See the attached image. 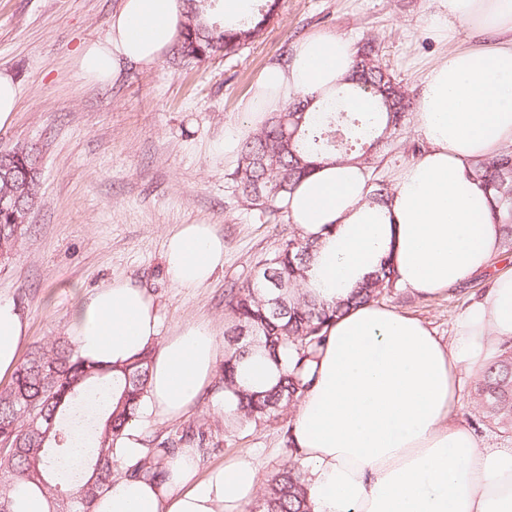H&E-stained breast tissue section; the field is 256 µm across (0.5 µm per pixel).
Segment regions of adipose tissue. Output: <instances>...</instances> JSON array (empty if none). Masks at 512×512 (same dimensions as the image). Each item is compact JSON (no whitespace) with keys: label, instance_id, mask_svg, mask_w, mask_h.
I'll return each mask as SVG.
<instances>
[{"label":"adipose tissue","instance_id":"ef3b65f1","mask_svg":"<svg viewBox=\"0 0 512 512\" xmlns=\"http://www.w3.org/2000/svg\"><path fill=\"white\" fill-rule=\"evenodd\" d=\"M426 23L457 45L426 69L414 122L426 147L395 173L385 204L370 203L359 166L326 161L284 200L292 224L319 248L308 282L322 298L350 293L383 259L401 287L432 297L484 273L501 257L502 227L470 170L512 146V0H432ZM186 0H120L103 39L75 59L91 83L123 65L149 68L177 42ZM477 42L458 41L460 29ZM355 47L316 32L289 64L259 76L246 110L219 149L232 153L296 95L322 93L349 76ZM224 266V239L210 224L167 237L165 269L177 288L203 287ZM29 338L27 317L0 301V379L11 377ZM75 353L122 366L152 350L147 411L177 419L193 409L221 358L211 325L190 321L161 335L144 288L115 281L95 291L69 327ZM512 339V270L457 317L449 338L421 318L375 302L350 309L327 332L291 420L311 512H512V448H493L457 424L465 371H482ZM257 465L233 461L200 473L196 449L170 460L163 482L122 477L93 512H244L258 499Z\"/></svg>","mask_w":512,"mask_h":512}]
</instances>
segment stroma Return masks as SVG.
Returning a JSON list of instances; mask_svg holds the SVG:
<instances>
[{"mask_svg":"<svg viewBox=\"0 0 512 512\" xmlns=\"http://www.w3.org/2000/svg\"><path fill=\"white\" fill-rule=\"evenodd\" d=\"M119 0H0V71L22 95L13 123L0 129V150L19 143L39 150L42 178L24 234L0 264V301L29 322L28 347L65 337L89 296L115 279L145 288L170 336L189 321L228 324L224 290L249 282L257 262L288 235L287 214L266 220L243 205L228 179L237 157L214 152L225 129L244 124L245 101L283 44L314 32L375 39L378 60L418 99L420 75L450 50L425 27L432 0H279L274 20L237 55L179 67L164 57L130 65L109 85L83 80L75 56L103 38ZM181 224H210L224 239V267L205 287L174 288L163 262L165 239ZM489 287L470 280L460 293L422 298L399 289L385 304L423 319L441 337ZM469 376L456 414L489 446L512 448V433L491 427ZM291 411L253 424L224 412V395L208 388L177 421L141 416V430L167 437L207 420L210 444L200 467L257 460L262 479L297 463L288 446Z\"/></svg>","mask_w":512,"mask_h":512,"instance_id":"stroma-1","label":"stroma"}]
</instances>
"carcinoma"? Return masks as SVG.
Listing matches in <instances>:
<instances>
[{
    "label": "carcinoma",
    "instance_id": "carcinoma-1",
    "mask_svg": "<svg viewBox=\"0 0 512 512\" xmlns=\"http://www.w3.org/2000/svg\"><path fill=\"white\" fill-rule=\"evenodd\" d=\"M190 11L173 56L183 65L207 58L235 55L254 42L277 15L278 0H260L254 22L229 27L206 16L207 0H188ZM375 40L358 44L352 72L343 97L370 96L374 112L336 116V97L322 98L320 116L305 111L307 97L298 96L281 112L271 114L265 125L242 145L234 172L228 180L250 209L262 214L281 212L279 201L296 183L325 160L359 165L372 190L370 199L385 202L388 185L378 177L385 158L396 153L415 157L420 148L400 140L409 116L406 90L377 60ZM0 190L24 194L23 204L35 203L41 180L37 152L17 144L0 152ZM476 180L491 193L492 220L502 224L505 252L512 253V147L494 158L471 163ZM24 225L0 212V252L11 254ZM317 241L293 230L267 257L259 261V277L245 285L224 289L231 326L225 331L224 364L217 389L236 398L235 414L251 423H265L294 406L310 385L307 364L325 340L331 321L351 306L376 301L398 290V275L389 260L358 281L351 293L328 302L306 287ZM248 340L239 341L240 336ZM260 354L274 369L275 383L266 389L245 381L242 362ZM152 351L146 350L119 367H100L79 358L66 340L40 344L18 366L11 384L0 389V512H12L11 492L18 486L40 491L49 512H91L97 493L118 477L162 481L167 463L178 443L198 446L209 441L205 423L188 426L182 434L166 438L155 448L127 459L119 467L123 449L116 441L135 420L147 394ZM99 391L105 400L94 404L98 419L91 430L90 451L85 455L80 479L74 484L59 475V463L75 452L76 432L61 426L49 437L33 424V415L56 414L62 419L79 403ZM476 393L485 419L505 433L512 431V340L500 345L496 361L480 373ZM305 473L289 465L267 480L255 512H311Z\"/></svg>",
    "mask_w": 512,
    "mask_h": 512
}]
</instances>
